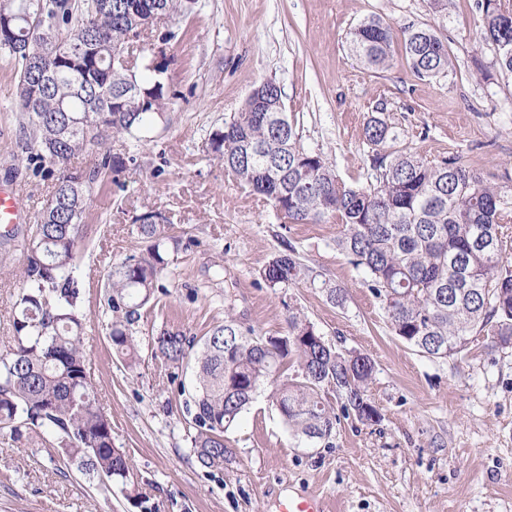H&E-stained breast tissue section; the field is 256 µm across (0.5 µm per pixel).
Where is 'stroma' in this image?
<instances>
[{
  "mask_svg": "<svg viewBox=\"0 0 512 512\" xmlns=\"http://www.w3.org/2000/svg\"><path fill=\"white\" fill-rule=\"evenodd\" d=\"M372 15L436 28L452 70L418 79L399 50L390 68L365 69L349 37ZM481 15L478 0H455L445 20L429 0H198L188 15L158 23L178 33L166 46L170 101L147 142L111 140L113 154L135 162L91 194L76 272L96 388L143 504L51 460L41 438L20 445L0 436V512H277L279 501L309 494L326 512H512V346L486 328L459 355L416 352L392 332L365 271L337 248L340 225L283 223L205 150L210 131L272 80L303 147L345 182L373 179L363 125L379 107L399 134L396 148L456 154L511 186L512 78L499 73L494 44L474 41ZM30 145L15 67L0 58V185L22 194V231L52 190L19 161ZM149 210L171 217L182 245L141 311L128 365L108 339L102 284L113 265L144 253L133 220ZM290 246L308 278L268 288L259 269ZM24 259L19 247L0 253V337ZM325 280L341 288L339 301L322 292ZM229 311L265 336L285 335L295 311L338 351L370 357L380 422L345 420L334 447L299 448L261 397L225 432L223 468L202 467L185 414L193 368L165 366L153 338L164 327L206 336Z\"/></svg>",
  "mask_w": 512,
  "mask_h": 512,
  "instance_id": "35a3bbf8",
  "label": "stroma"
}]
</instances>
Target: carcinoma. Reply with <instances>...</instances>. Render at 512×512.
I'll list each match as a JSON object with an SVG mask.
<instances>
[{"label": "carcinoma", "instance_id": "1", "mask_svg": "<svg viewBox=\"0 0 512 512\" xmlns=\"http://www.w3.org/2000/svg\"><path fill=\"white\" fill-rule=\"evenodd\" d=\"M475 41L492 40L496 64L512 76V5L482 0ZM193 10L190 0H0V18L17 16L13 37L0 38V54L14 61L22 128L38 144L27 156L54 180L52 203L29 227L22 247L26 264L10 305L12 336L0 353V434L19 442L51 434L50 446L67 464L98 477L106 491L121 486L142 504L129 479L126 454L115 447L112 422L95 388L84 348L85 316L75 276L77 240L95 185L127 168L106 149L109 135L145 138L168 104V66L134 47L164 12ZM399 44L414 75L433 79L448 72V49L430 27L397 26L371 17L351 33L349 47L368 70L390 65ZM134 58L124 69L118 58ZM374 181L355 186L339 180L320 153L301 145L273 81L253 90L241 112L208 136L207 152L237 180L262 195L285 222L342 225L336 246L363 268L368 287L384 303L393 333L435 359L461 354L475 329L492 325L502 344L512 342V262L503 225L512 222V192L491 184L456 155L437 161L386 150L398 134L382 113L366 117ZM101 151L88 171L68 163L87 145ZM137 234L150 242L147 256L112 267L104 285L108 337L132 362L133 326L139 310L162 287L170 253L180 249L173 223L159 211L135 217ZM270 288H288L306 276L293 247L259 270ZM298 313L288 315L283 336H262L226 313L199 349L182 331L163 328L157 353L179 367L194 361L195 393L186 403L195 430L192 448L204 467L224 463V432L261 394L283 417L300 448H331L340 418L380 420L366 394L374 363L343 355ZM344 399L341 414L327 400Z\"/></svg>", "mask_w": 512, "mask_h": 512}]
</instances>
